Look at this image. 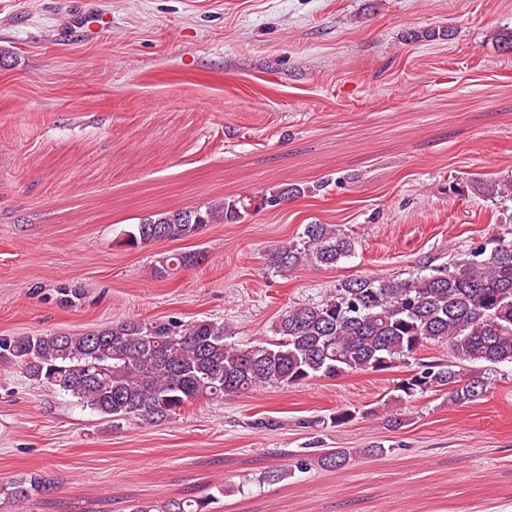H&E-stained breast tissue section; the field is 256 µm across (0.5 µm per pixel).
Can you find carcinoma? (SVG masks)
Instances as JSON below:
<instances>
[{"label":"carcinoma","instance_id":"1","mask_svg":"<svg viewBox=\"0 0 512 512\" xmlns=\"http://www.w3.org/2000/svg\"><path fill=\"white\" fill-rule=\"evenodd\" d=\"M490 199H512V179L477 186ZM306 193L274 186L261 193L151 215L123 233V244L145 247L194 237L209 224H238L266 206ZM490 248L462 253L451 269L433 268L408 278H348L317 303L286 310L274 339L238 343L224 323L197 320H125L79 333L0 335V360L34 383L64 392L111 421L157 423L181 415L198 401H218L265 385L288 388L315 378L415 366L387 404L445 392L452 405L480 400L486 371L512 365V239L493 236ZM356 242L330 224H307L298 242L274 248L270 265L286 273L309 261L334 267L351 258ZM195 252L164 253L154 266L160 278L198 262ZM448 348L446 362H427L431 345ZM351 453L336 448L302 453L294 469L340 468ZM51 480L34 474L0 488L23 506L50 491ZM199 499L139 505L134 512H207Z\"/></svg>","mask_w":512,"mask_h":512}]
</instances>
